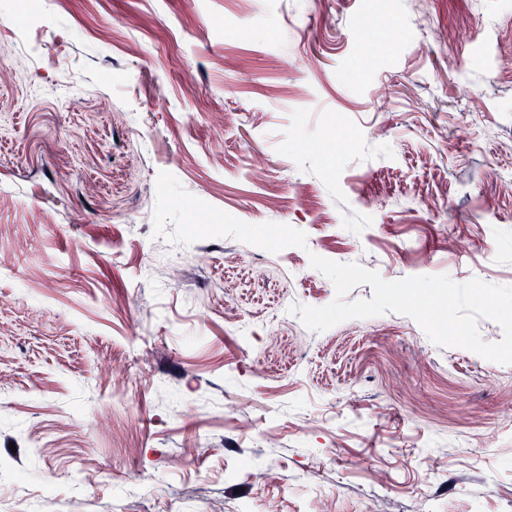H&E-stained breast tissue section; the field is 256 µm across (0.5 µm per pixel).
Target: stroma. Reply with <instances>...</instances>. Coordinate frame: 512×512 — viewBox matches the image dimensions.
I'll use <instances>...</instances> for the list:
<instances>
[{
  "instance_id": "1",
  "label": "stroma",
  "mask_w": 512,
  "mask_h": 512,
  "mask_svg": "<svg viewBox=\"0 0 512 512\" xmlns=\"http://www.w3.org/2000/svg\"><path fill=\"white\" fill-rule=\"evenodd\" d=\"M507 169L512 0L0 11V512H512V364L290 311L314 254L512 286ZM163 171L306 248L155 237Z\"/></svg>"
}]
</instances>
